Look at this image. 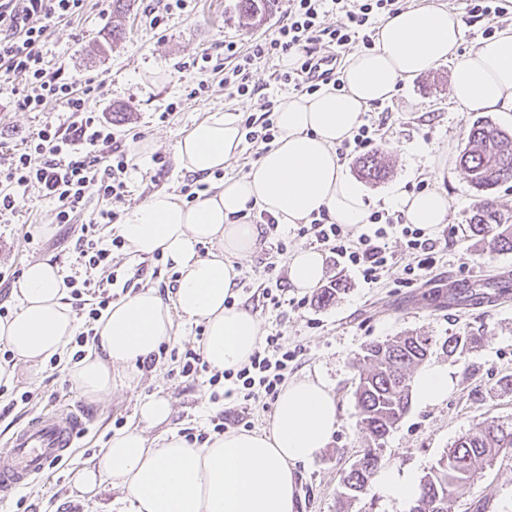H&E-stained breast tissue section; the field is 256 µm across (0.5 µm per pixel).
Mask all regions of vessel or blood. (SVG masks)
<instances>
[{"mask_svg":"<svg viewBox=\"0 0 512 512\" xmlns=\"http://www.w3.org/2000/svg\"><path fill=\"white\" fill-rule=\"evenodd\" d=\"M84 427L82 415L70 410L38 417L15 432L0 449V505L58 462Z\"/></svg>","mask_w":512,"mask_h":512,"instance_id":"vessel-or-blood-1","label":"vessel or blood"}]
</instances>
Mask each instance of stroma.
Wrapping results in <instances>:
<instances>
[{
  "label": "stroma",
  "instance_id": "stroma-1",
  "mask_svg": "<svg viewBox=\"0 0 512 512\" xmlns=\"http://www.w3.org/2000/svg\"><path fill=\"white\" fill-rule=\"evenodd\" d=\"M152 5V0H132L119 14L86 11L56 24L45 47L47 59L66 77L82 81L98 76L108 82V93L94 99L92 107L111 120L134 164L126 179L127 196L117 206L121 212L157 191L179 194L188 174L181 169L173 145L195 123L219 111L244 118L258 112L262 98L278 101L292 92L276 81L275 59L255 61L252 82L258 92L249 98L229 97L219 73L211 74L205 92H197L196 73L190 67L197 54L223 53L226 42L246 48L271 37L284 18L286 0H268L263 14L250 21L240 14L237 0H192L186 12L171 16L157 30L147 17ZM116 25L124 31L118 40L112 37ZM452 74V66H439L400 85L390 100L372 104L364 114L365 119L383 122L374 150L390 165L386 180L362 183L371 209L383 208L381 195L390 183L404 182L411 192L420 185L432 187L429 157L444 152L450 156L441 183L450 202L449 221L437 225L432 234L437 262L426 281L403 286L407 257L400 249L394 264L371 285L339 266L329 252L324 279L336 282L339 291L328 303L319 301L321 288L302 295L290 287L285 291L286 304L263 308L256 291L265 280L266 264L287 270L289 252L310 247L311 241L299 235L297 226L284 225L280 237L260 239L243 262L235 303L256 310L262 334L282 332L296 350L293 377L320 374L339 409L332 441L299 470L296 512H336L340 477L367 447L357 427L354 391L359 360L369 343L406 333H421L440 343L471 333L483 338L478 348L461 355L434 350L431 363L448 367L454 387L438 405L411 401L385 440L383 464L421 478L478 420L494 417L512 422V252H489L483 241L470 237L468 224L482 194L458 162L474 122L485 117L512 132V112L483 116L465 111L450 98ZM66 117L65 108L54 104L42 112L19 110L10 86L0 85L1 141L21 143L44 125L59 126ZM154 154L167 162L163 175H156L151 165ZM28 233L34 237L30 245L24 241ZM79 234V225L55 223L52 201L39 188H29L15 212L0 216V270L21 271L29 261L46 260L64 275L88 280L90 290H97L102 271L88 272L74 265ZM281 238L287 243L283 253L275 248ZM140 263L145 271L137 288L170 294L173 271L165 261L143 259L126 248L112 253V269L119 280L128 279ZM452 278L466 285L494 280L508 286L509 292L480 304L450 305L446 299ZM301 295L305 304L295 305ZM203 331V324L179 322L176 337L164 343L152 366L137 367L133 379L100 402L86 399L69 381L67 366L74 361L76 344L40 364L18 363L14 380L0 389V440L37 416L69 409L84 411L90 425L68 457L11 503L0 506V512H69L73 503L80 504L83 512H132L129 500L111 481H104L99 492L89 497L74 490V474L118 429L129 427L145 396L161 394L171 400L168 426L181 435L211 433L212 419L235 408V401L222 399V386L209 385L208 373L193 380L179 374L180 359L198 350ZM488 493L493 496L490 512H512V458L485 469L468 493L449 500L448 512H471L472 502Z\"/></svg>",
  "mask_w": 512,
  "mask_h": 512
}]
</instances>
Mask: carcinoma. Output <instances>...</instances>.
Returning a JSON list of instances; mask_svg holds the SVG:
<instances>
[{
    "mask_svg": "<svg viewBox=\"0 0 512 512\" xmlns=\"http://www.w3.org/2000/svg\"><path fill=\"white\" fill-rule=\"evenodd\" d=\"M362 174L373 181L386 176V167L376 155L359 161ZM460 166L470 183L484 193L469 229L488 242L493 252H512V218L503 214L492 190L512 182V133L489 120L474 122ZM480 336H452L442 343L449 353L479 347ZM436 341L431 336L411 334L364 348L355 389L357 420L371 445L341 477L338 512L368 493L370 479L383 452L384 439L408 411L412 374L431 354ZM512 456V423L485 418L462 433L423 477L420 494L409 512H448V500L466 494L482 478V466L499 457Z\"/></svg>",
    "mask_w": 512,
    "mask_h": 512,
    "instance_id": "obj_1",
    "label": "carcinoma"
}]
</instances>
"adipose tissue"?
Wrapping results in <instances>:
<instances>
[{"instance_id": "obj_1", "label": "adipose tissue", "mask_w": 512, "mask_h": 512, "mask_svg": "<svg viewBox=\"0 0 512 512\" xmlns=\"http://www.w3.org/2000/svg\"><path fill=\"white\" fill-rule=\"evenodd\" d=\"M461 38L460 17L441 4L387 18L376 31L375 49L347 58L341 87L283 97L279 137L247 173L224 180L192 204L157 192L127 209L118 235L134 254H161L177 275V288L168 297L149 288L113 301L96 326L94 349L68 371L74 387L93 401L111 395L127 368L174 336L178 317L203 323L202 349L212 368L235 370L248 363L260 341V323L248 309L226 302L241 275L238 262L259 236L257 225L241 222V214L266 212L290 225L323 212L337 224L365 223L364 192L343 168L336 147L352 137L370 105L443 64L453 66L450 93L463 108L512 112V25L465 52ZM243 138L237 115L215 112L178 139L174 150L187 171L209 177L236 159ZM385 201L406 223L427 231L448 221V195L437 186L413 193L396 182ZM204 243L213 247L206 255L198 251ZM324 274L322 252L292 254L293 288H314ZM14 294L18 310L0 319V340L27 363L59 354L77 325L58 267L45 260L28 263ZM413 385L418 402L431 406L447 398L453 379L446 366L428 365ZM171 414L169 399L143 398L137 425L114 435L78 471L76 490L91 493L111 479L133 512H295L297 470L328 446L339 425L336 399L317 376L283 385L262 430H229L202 446L175 432L149 442L147 430ZM374 489L400 503L420 493L413 472L391 466L380 467Z\"/></svg>"}]
</instances>
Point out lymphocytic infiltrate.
<instances>
[{
	"label": "lymphocytic infiltrate",
	"instance_id": "f902f5d3",
	"mask_svg": "<svg viewBox=\"0 0 512 512\" xmlns=\"http://www.w3.org/2000/svg\"><path fill=\"white\" fill-rule=\"evenodd\" d=\"M89 2L0 0V80L19 83L16 105L21 110L41 112L60 103L68 112L65 128L41 129L20 148L0 144V213L14 211L27 188L39 187L55 203L56 223H80L75 261L94 269L111 266L113 249L122 245L118 237L108 242L96 238V228L117 223L120 214L113 209H89L88 198L94 192L122 202L128 153L113 135L111 121L90 106L91 96L102 94L103 83L89 79L77 84L50 67L44 54L54 25L82 14ZM403 6L404 0H288L286 16L271 38L255 43L245 53L238 52L234 44H225L220 60L202 54L198 87L206 89L208 73L220 71L231 95L252 96L256 92L254 61L294 52L298 55L295 67L277 73L276 78L299 94H312L335 80L340 52L358 41L372 47L378 18L394 16ZM331 11L339 16V24L322 25V15ZM227 57L235 61L229 69L223 63ZM300 232L314 237L318 244L332 246L337 264L356 271L367 284L377 282L381 272L391 266L394 253L390 242L394 239L402 241L408 258L406 285L423 280L436 264L435 241L426 238L423 229L405 223L397 211L372 212L354 239L345 225L330 222L323 213L301 225ZM295 359L285 337L270 334L248 363L213 374L211 380L223 382L224 398L236 396L245 402L262 398L270 403Z\"/></svg>",
	"mask_w": 512,
	"mask_h": 512
}]
</instances>
